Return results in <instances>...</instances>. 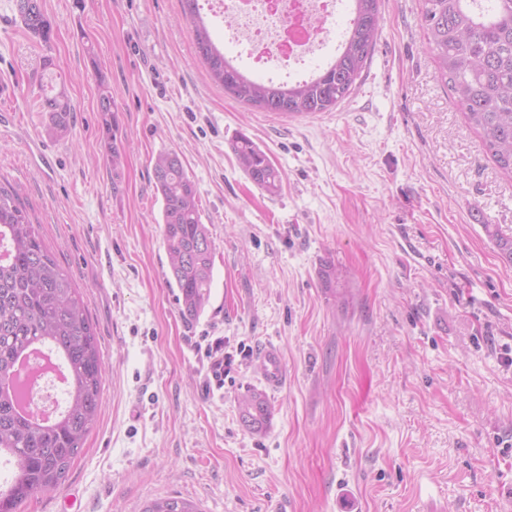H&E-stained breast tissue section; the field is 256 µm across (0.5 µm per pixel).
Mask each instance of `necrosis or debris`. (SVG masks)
Wrapping results in <instances>:
<instances>
[{"label": "necrosis or debris", "mask_w": 512, "mask_h": 512, "mask_svg": "<svg viewBox=\"0 0 512 512\" xmlns=\"http://www.w3.org/2000/svg\"><path fill=\"white\" fill-rule=\"evenodd\" d=\"M214 19L223 21L224 37L244 44L245 56L233 64L249 68L297 69L306 58L334 47L329 18L346 0H207Z\"/></svg>", "instance_id": "necrosis-or-debris-1"}]
</instances>
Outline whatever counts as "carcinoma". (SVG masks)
Listing matches in <instances>:
<instances>
[{
    "label": "carcinoma",
    "mask_w": 512,
    "mask_h": 512,
    "mask_svg": "<svg viewBox=\"0 0 512 512\" xmlns=\"http://www.w3.org/2000/svg\"><path fill=\"white\" fill-rule=\"evenodd\" d=\"M15 8L25 30L47 44L52 23L44 9ZM197 49L210 77L239 102L265 112L309 116L335 109L351 91L371 59L381 30L380 0H352L353 18L339 52L309 81L259 82L230 64L212 41L197 0H184ZM423 19L441 79L475 127L497 165L512 171V0H424ZM46 132L63 140L72 133L74 106L60 89L40 96ZM112 172L125 154L111 131ZM238 166L261 190L275 194L278 170L249 138L233 144ZM162 200L161 234L179 301L187 321L196 320L210 297L214 248L202 224L194 182L174 152L153 162ZM500 258L512 267V237L484 225ZM55 352L68 374L65 406L54 421L39 424L18 410L14 390L3 384L19 356L29 350ZM102 403V364L95 329L83 297L45 246L21 202L19 190L0 185V459L14 465L0 482V512H20L35 495L55 487L81 451ZM242 424L260 432L271 410L264 394L251 389L238 399ZM143 512H199L177 497L157 498Z\"/></svg>",
    "instance_id": "1"
}]
</instances>
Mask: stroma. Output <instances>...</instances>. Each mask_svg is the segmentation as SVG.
<instances>
[{
  "label": "stroma",
  "instance_id": "obj_1",
  "mask_svg": "<svg viewBox=\"0 0 512 512\" xmlns=\"http://www.w3.org/2000/svg\"><path fill=\"white\" fill-rule=\"evenodd\" d=\"M40 43L0 0V181L18 187L80 288L103 365L79 455L23 512H512V235L498 168L438 75L423 0H382L381 35L333 111L250 109L214 83L184 0H43ZM51 57V72L40 69ZM63 81L69 138L44 130L39 87ZM111 116L99 110L102 86ZM125 150L113 172L105 120ZM281 174L260 190L232 145ZM54 155L44 167L32 144ZM177 153L214 245V282L185 321L171 287L153 159ZM334 278H327V271ZM224 343L223 381L207 350ZM282 353L271 417L247 430L258 354ZM238 166L261 190L275 194L281 186L278 170L267 155L249 138L239 137L233 144ZM143 512H199L196 506L177 497L157 498L148 502Z\"/></svg>",
  "mask_w": 512,
  "mask_h": 512
}]
</instances>
